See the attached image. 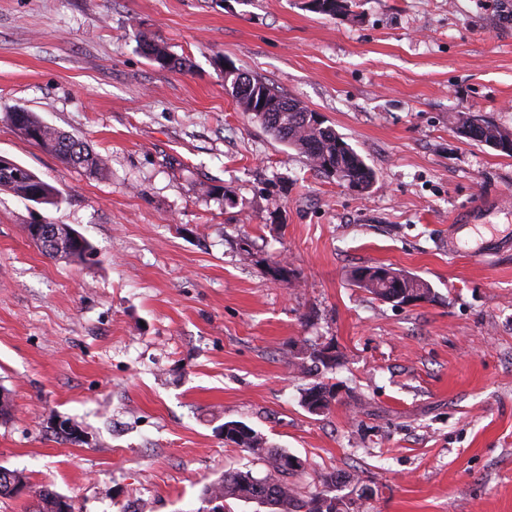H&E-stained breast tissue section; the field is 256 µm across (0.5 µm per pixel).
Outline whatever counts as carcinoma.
<instances>
[{
    "mask_svg": "<svg viewBox=\"0 0 512 512\" xmlns=\"http://www.w3.org/2000/svg\"><path fill=\"white\" fill-rule=\"evenodd\" d=\"M313 9L321 14L335 16L347 12L348 0H312ZM227 93L250 111L252 103L265 101L269 111L255 114V118L275 139L298 151L306 157L311 168L326 178L364 193L375 181V173L364 158L330 126L324 125L320 115L301 106L292 98L280 94L261 78L242 73L230 79ZM3 120L22 136L29 134L35 144L56 155L67 164L82 167L94 174L103 175L108 169L107 158L92 152L82 141L44 123L35 113L22 107L4 111ZM465 138L485 145L489 142H507L512 145V133L498 125L484 120L476 129H469ZM34 189L40 194L41 202L54 204L60 191L53 185L27 170L15 174L14 169H0V190L21 196ZM42 253L52 258H63L82 262L94 253V246L87 240L71 242L60 249L56 246H40ZM353 284L382 301L395 306L404 304L407 295L415 294L430 301L435 297L431 285L424 279L389 266L360 267L352 273ZM242 450L252 454L267 466L266 474L257 477L249 467L229 470L224 477L203 489V496L224 499L225 512H230L232 500L254 501L267 505L271 512H316L312 503L320 495L331 493L338 484L339 475L330 472L319 475L321 489L302 500L294 487L288 484V472L283 469L282 459L288 454L283 448H274L252 428L238 433L231 439Z\"/></svg>",
    "mask_w": 512,
    "mask_h": 512,
    "instance_id": "obj_1",
    "label": "carcinoma"
}]
</instances>
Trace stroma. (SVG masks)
<instances>
[{"instance_id":"35a3bbf8","label":"stroma","mask_w":512,"mask_h":512,"mask_svg":"<svg viewBox=\"0 0 512 512\" xmlns=\"http://www.w3.org/2000/svg\"><path fill=\"white\" fill-rule=\"evenodd\" d=\"M162 42L161 67L139 48ZM264 78L366 159V193L324 178L224 89ZM20 105L106 156L92 175L0 120V155L59 189L0 191V466L72 512H204L203 487L264 464L240 422L300 458L308 496L339 471L363 512H512V252L449 253L455 214L512 225V157L458 135L512 131V0H0V110ZM31 224L97 254L44 255ZM288 270L276 277L275 262ZM436 297L351 283L375 265ZM336 368L298 364L315 344ZM335 385L320 414L302 394ZM473 117H475V116L471 115L470 113H467V112L456 113V115L454 117V120H455L454 124H455L457 133L460 136H462L472 142L486 145V146H487V143L493 141L492 143H489L488 146L493 149L499 150V151L501 150L500 145L498 143H494V142H499V143L508 142L510 144V150L508 152L502 151V153L512 157V133L511 132L509 133L508 131L502 129L498 125H496L490 121L484 120V119H481L482 120L481 126H479L476 129H473L472 123H471V120L473 119ZM472 122H473L474 126H477L480 124V122L476 119H473ZM468 123H469V125H468L469 131L465 134V136L461 135V133H459V131L462 128H465ZM353 284L382 301L400 306L423 302L418 297L408 298L409 294L420 295L424 301H431L435 293L424 279L389 266L360 267L352 273Z\"/></svg>"}]
</instances>
